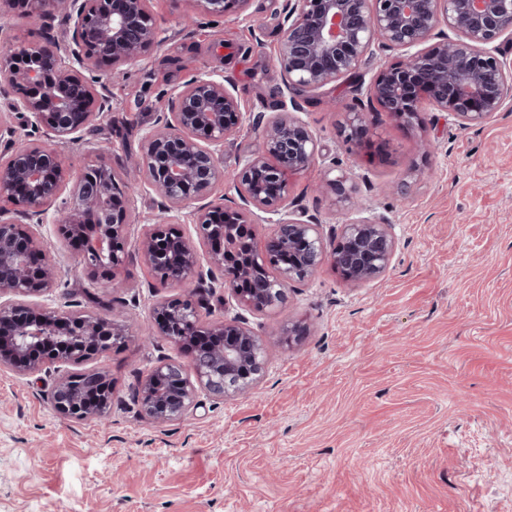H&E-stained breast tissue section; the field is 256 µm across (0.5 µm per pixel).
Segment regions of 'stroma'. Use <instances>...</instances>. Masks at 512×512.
Wrapping results in <instances>:
<instances>
[{
  "label": "stroma",
  "instance_id": "obj_1",
  "mask_svg": "<svg viewBox=\"0 0 512 512\" xmlns=\"http://www.w3.org/2000/svg\"><path fill=\"white\" fill-rule=\"evenodd\" d=\"M285 0H248L220 20L184 29L188 0H152L170 33L144 61L97 69L111 112L78 143L56 149L80 170L109 149L114 168L140 152V135L192 73L224 75L239 90L244 121L224 143V167L261 152L256 121L277 110L283 79L273 57ZM65 40L60 18L0 9V47ZM377 52L356 80L300 97L315 135L314 165L290 179L288 210L331 224L340 208L323 191L329 168L351 172L350 216H386L396 241L380 279L346 284L330 266L290 289L285 305L250 316L260 336L291 320L300 343L270 349L253 392L203 400L164 425L137 416L133 391L159 357L150 311L165 288L130 261L122 277L140 303L124 322L132 339L98 357L112 379L104 420L69 421L47 398L52 378L0 370V512H512V106L467 128L421 102V128L374 112L365 93L399 58ZM368 113L383 153L351 157L337 137L347 113ZM430 141L422 151L421 138ZM130 237L161 220L192 234L194 207L163 214L151 191L130 202ZM42 231L60 266L45 304L97 315L127 293L94 288L78 251Z\"/></svg>",
  "mask_w": 512,
  "mask_h": 512
}]
</instances>
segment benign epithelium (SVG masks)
<instances>
[{
    "label": "benign epithelium",
    "mask_w": 512,
    "mask_h": 512,
    "mask_svg": "<svg viewBox=\"0 0 512 512\" xmlns=\"http://www.w3.org/2000/svg\"><path fill=\"white\" fill-rule=\"evenodd\" d=\"M193 2L200 12L222 17L248 0ZM24 3L31 12L63 13L68 36L62 44L50 38L0 51V97L44 137L77 142L110 111L106 89L89 73L105 62L142 61L168 40V31L150 0ZM441 24L452 35L436 34ZM281 31L274 63L293 97L281 99L277 112L260 123L263 151L230 173L224 172V141L239 129L243 111L235 87L213 71L180 86L169 111L143 132L129 172L112 168L102 150L98 163L75 174L31 134L10 132L0 154V369L31 376L53 367L48 400L60 417L85 421L110 408L109 392L87 400L91 387L110 380L104 370L84 365L123 345L128 332L121 310L93 315L38 302L59 284L41 225H56L63 241L80 239L78 259L105 290L123 287L117 271L133 258L157 285L183 289L154 305L150 335L189 360L159 358L134 398L139 416L165 424L197 408L202 394L225 400L250 393L264 372L269 340L243 315L200 317L202 292L213 287L216 273L242 310L263 313L285 304L288 290L325 264L353 285L381 277L391 264L395 239L384 218L347 220L327 233L315 217L282 214L288 174L308 169L319 156L317 139L295 116V95L356 73L377 46L416 47L376 73L368 96L372 111L410 124L426 100L468 127L512 104V67L490 50L512 34V0H286ZM366 130L364 114L349 113L339 125L348 151L362 147ZM224 179L241 204L199 205L192 236L175 224H154L129 242V202L137 190L155 191L170 211L204 199ZM349 180L342 170L326 181L339 203L352 200ZM53 206L56 219L49 217ZM257 210L279 216L261 244L247 231ZM199 244L207 246L203 257Z\"/></svg>",
    "instance_id": "benign-epithelium-1"
}]
</instances>
